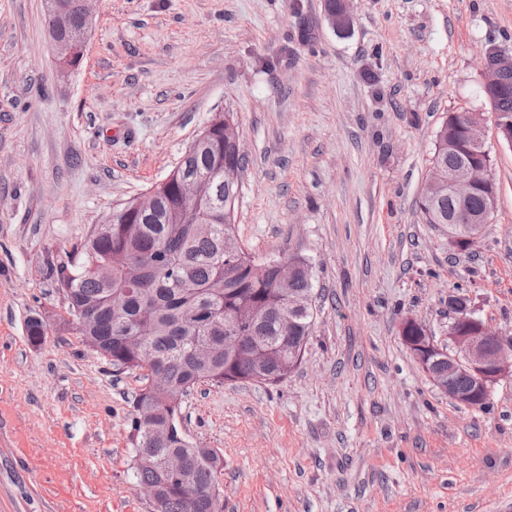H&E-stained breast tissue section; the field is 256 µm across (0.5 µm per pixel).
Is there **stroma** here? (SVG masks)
I'll use <instances>...</instances> for the list:
<instances>
[{"instance_id":"1","label":"stroma","mask_w":512,"mask_h":512,"mask_svg":"<svg viewBox=\"0 0 512 512\" xmlns=\"http://www.w3.org/2000/svg\"><path fill=\"white\" fill-rule=\"evenodd\" d=\"M95 0L59 70L45 0H0V512H152L132 469L141 369L85 345L52 270L165 179L217 112L247 165L235 223L257 259L305 257L313 331L274 385L204 383L183 432L223 457L222 512H512V376L448 399L400 337L448 343L458 293L512 336V148L482 93L512 0ZM481 112L497 185L464 251L418 198L449 113ZM43 319L45 342L26 326ZM326 1L329 0H325L324 15L332 29L336 31L337 29H340L343 26L348 25L352 21L353 14L350 6L352 2L351 0H339L341 1V7L338 10H336V0V5L333 6L327 5Z\"/></svg>"}]
</instances>
